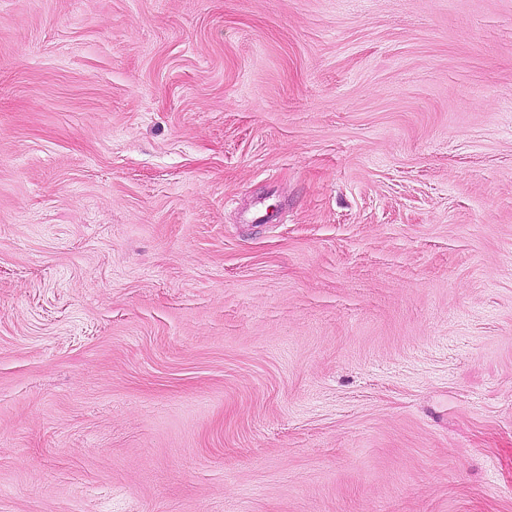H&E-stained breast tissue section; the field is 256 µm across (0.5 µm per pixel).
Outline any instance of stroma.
I'll use <instances>...</instances> for the list:
<instances>
[{
  "instance_id": "1",
  "label": "stroma",
  "mask_w": 512,
  "mask_h": 512,
  "mask_svg": "<svg viewBox=\"0 0 512 512\" xmlns=\"http://www.w3.org/2000/svg\"><path fill=\"white\" fill-rule=\"evenodd\" d=\"M0 512H512V0H0Z\"/></svg>"
}]
</instances>
